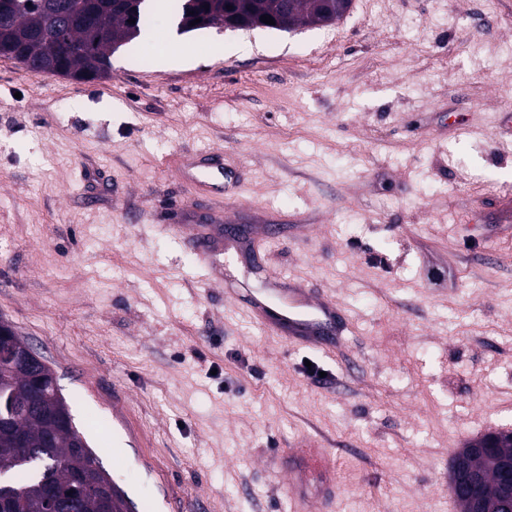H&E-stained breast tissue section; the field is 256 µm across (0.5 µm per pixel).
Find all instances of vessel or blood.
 <instances>
[{"label":"vessel or blood","instance_id":"vessel-or-blood-1","mask_svg":"<svg viewBox=\"0 0 512 512\" xmlns=\"http://www.w3.org/2000/svg\"><path fill=\"white\" fill-rule=\"evenodd\" d=\"M180 177L195 181L198 188L214 196L224 193L228 178L222 166L190 163L179 167ZM177 232L194 246L199 262L209 268L232 265L239 251L256 249L254 239L236 237L215 248L209 230L202 225H177ZM229 293H247L249 310L267 330L297 346L329 348L341 339L345 325L340 306L324 295L311 294L292 280H281L272 288L250 289L248 278L226 277ZM287 486L304 512H325L334 503L338 478L330 453L315 441H302L282 457Z\"/></svg>","mask_w":512,"mask_h":512}]
</instances>
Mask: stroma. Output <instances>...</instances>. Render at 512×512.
I'll use <instances>...</instances> for the list:
<instances>
[{"label":"stroma","mask_w":512,"mask_h":512,"mask_svg":"<svg viewBox=\"0 0 512 512\" xmlns=\"http://www.w3.org/2000/svg\"><path fill=\"white\" fill-rule=\"evenodd\" d=\"M152 32L182 61L140 37L80 82L0 57V319L132 505L293 512L276 456L311 439L330 512H460L453 454L512 431V0ZM201 150L240 173L224 198L176 174ZM173 219L273 233L265 276L335 298L344 341L253 324Z\"/></svg>","instance_id":"1"}]
</instances>
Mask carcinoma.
Returning a JSON list of instances; mask_svg holds the SVG:
<instances>
[{"mask_svg":"<svg viewBox=\"0 0 512 512\" xmlns=\"http://www.w3.org/2000/svg\"><path fill=\"white\" fill-rule=\"evenodd\" d=\"M170 14L179 16L177 32L220 27L228 18L240 16L263 27V15L274 19L273 28L322 25L332 17L325 0H165ZM209 8H204V5ZM155 8L151 0H82V8L73 7V0H0V56L24 62L27 68L51 75H64L80 81L106 77L112 70V53L132 41L141 28L151 24ZM199 20L193 25L191 21ZM9 394L19 407H29L14 423L34 452L25 458L18 449L0 440V478L19 492L16 512H46L38 493L28 488L50 481L65 491L73 471L85 466L94 455L86 447L78 452L72 437L79 435L76 427L61 429L45 417L52 402L44 390L35 389L29 369L19 364L0 361V391ZM54 435L53 448L42 451L45 437ZM502 446L475 457L466 443L452 456L448 472L451 489L462 481L467 471L484 473L487 496L498 504L500 481L498 464L512 458V432H501Z\"/></svg>","mask_w":512,"mask_h":512,"instance_id":"carcinoma-1","label":"carcinoma"}]
</instances>
